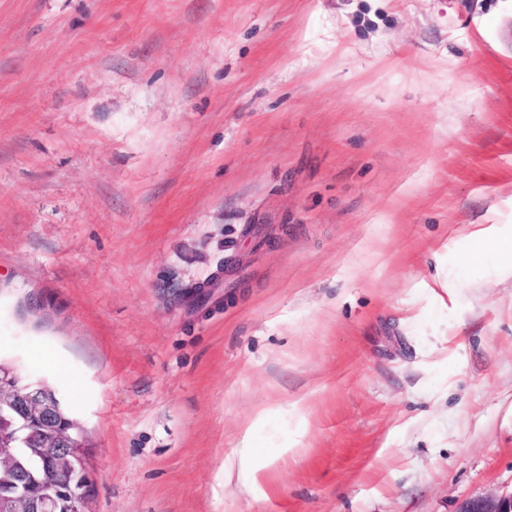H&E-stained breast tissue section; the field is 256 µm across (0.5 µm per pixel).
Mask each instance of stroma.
I'll return each instance as SVG.
<instances>
[{
  "mask_svg": "<svg viewBox=\"0 0 512 512\" xmlns=\"http://www.w3.org/2000/svg\"><path fill=\"white\" fill-rule=\"evenodd\" d=\"M0 361L92 512L512 491V0H0ZM49 391L42 384L30 383L18 391L9 406L23 423L39 422L46 417L54 419L59 413L47 401Z\"/></svg>",
  "mask_w": 512,
  "mask_h": 512,
  "instance_id": "1",
  "label": "stroma"
}]
</instances>
